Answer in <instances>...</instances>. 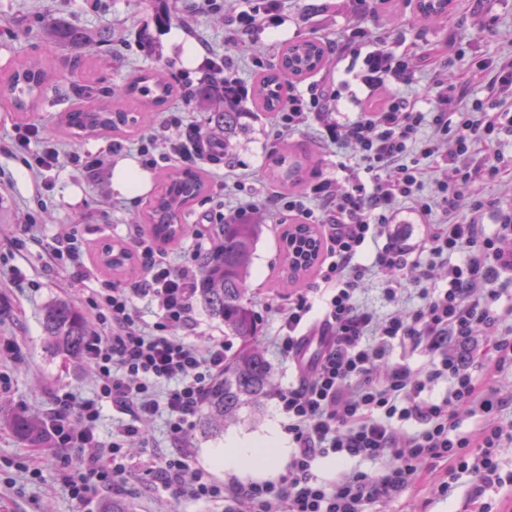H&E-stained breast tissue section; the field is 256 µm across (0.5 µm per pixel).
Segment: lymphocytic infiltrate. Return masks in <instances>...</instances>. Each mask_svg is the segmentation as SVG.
<instances>
[{"label":"lymphocytic infiltrate","mask_w":512,"mask_h":512,"mask_svg":"<svg viewBox=\"0 0 512 512\" xmlns=\"http://www.w3.org/2000/svg\"><path fill=\"white\" fill-rule=\"evenodd\" d=\"M355 4V21L336 38L346 74L372 91L390 80L410 83L404 54L376 47L362 26L367 0ZM195 6L223 12L232 33L244 34L279 15L284 3L196 0ZM426 64L434 73V105L427 110L394 96L377 111L351 114L340 89L323 79L289 94L274 116L277 135L319 122L326 143L359 155L358 165L339 162L337 177L305 193L264 197L249 174L224 179L239 203L219 222L263 210L322 230L321 286L280 308L271 339L296 366L294 380L275 396L293 444L288 472L278 480L219 479L195 455L196 418L233 347L224 337L196 332L192 298L202 229L193 230V244L176 264L142 225H131L127 240L141 273L126 286L96 282L81 230L63 240L41 238L46 266L88 282L86 302L97 320L84 353L97 378L95 394L56 391L44 417L72 501L83 506L98 495L130 496L128 449L135 441L149 447L148 428L161 417L174 449L149 456L144 475L173 497L223 512H367L417 487L427 462L444 463L433 491L460 498L461 512H502L500 493L512 489V471L501 467L512 420L502 413L512 396L502 395L497 379L512 370V210L500 209L483 189L512 182V156L503 152L512 141V113L503 109L512 99V55L480 61L490 90L483 100L471 98L452 58L436 53ZM164 124L176 131L167 162L201 158L196 129L181 113H169ZM442 165L452 179L433 180ZM465 199L471 217L462 223L455 212ZM406 210L430 222L415 247L398 245L395 236ZM380 271L389 275L387 296L412 287L420 304L385 316L359 306L358 292ZM143 299L155 303L154 321L139 315ZM314 337L319 351L304 360ZM398 347L418 351L422 365L395 357ZM106 401L125 420L103 441L96 426ZM472 418L476 426L465 427ZM77 448L84 454L76 458ZM325 460L339 464L334 478L317 475ZM365 461L378 463V471L361 470Z\"/></svg>","instance_id":"lymphocytic-infiltrate-1"}]
</instances>
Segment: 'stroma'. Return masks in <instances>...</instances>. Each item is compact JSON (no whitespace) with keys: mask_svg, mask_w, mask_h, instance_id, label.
Segmentation results:
<instances>
[{"mask_svg":"<svg viewBox=\"0 0 512 512\" xmlns=\"http://www.w3.org/2000/svg\"><path fill=\"white\" fill-rule=\"evenodd\" d=\"M350 5V0H288L280 23L256 31L250 49L245 51L225 43L223 15L192 12L189 0H172L171 18L162 26L155 20L157 0H0V79L30 58L42 60L55 75L32 111H14L7 100L0 98V137L9 138L15 126L33 124L38 126L41 138L58 140L71 152L96 158L104 168V180L98 185L68 162L45 179L35 181L28 177L20 155L0 152V338L15 341L23 357L18 365L0 364L11 377L7 389L0 392V512H76L61 482L50 443L21 441L10 430L7 418L14 413L33 417L46 413L48 397L58 389L83 397L92 396L96 389L95 379L81 359L46 352L42 329L43 311L55 300L66 299L85 308L83 285L64 271L46 267L40 239L16 251L12 245L16 225L35 221L41 224L43 237L48 238L66 235L71 225H81L87 256L97 264L98 278L121 284L131 280L137 274L136 265L118 272L99 266V243L106 239L111 245H124L128 225L147 211L163 187L168 170H150L148 184L132 197L115 189V170L125 164L142 166L137 144L146 136H162L160 124L165 112L185 113L187 122L201 130L208 125L207 111L175 97L165 112L137 111V125L120 137L104 134L78 138L64 133L59 125L61 116L80 103L75 88L91 81L100 88L118 89L143 70L161 71L180 85L197 83L202 75L200 66L185 67L182 54L199 34L214 50L232 60L237 77L252 90L292 42L314 38L329 45L350 21ZM416 15L417 0H385L364 17L363 24L372 35L403 37L400 50L409 58L414 74L411 84L388 82L371 95L363 89L355 93L343 90L347 111L369 108L395 94L411 99L421 96L434 79L422 62L431 50L444 52L453 43L469 61L512 53V0H449L446 18L422 23ZM51 17L109 31V41L92 49L97 63L94 74H87L74 53L48 38L44 24ZM144 31L150 33L155 52L144 51L139 39ZM353 94L358 96V103H350ZM240 109L243 130L231 138L227 154L202 158L194 166L206 182V191L187 210V225L199 224L202 216L223 204L224 194L216 176L231 168L246 169L254 185L267 192L277 189L271 179L273 159L286 149L309 158L296 192H304L321 178L336 173V150L321 139L316 124L301 127L292 137L279 138L273 129V113L265 111L255 96H247ZM117 142L123 146L118 153L112 150ZM282 232L277 224H264L247 292L258 316L256 342L270 367L272 391L259 402L242 406L234 419L225 422L222 435L195 436L200 464L223 478L227 470L208 457V449L224 447L230 438H259L271 428L281 427L283 418L273 392L294 378L292 364L268 342L278 332L277 309L287 303L289 295L280 284ZM15 266L25 276L23 283H15L11 275ZM384 282V274L372 276L358 294L360 305L382 315L419 304L420 297L412 288L399 291L396 300L387 299ZM35 458L42 471L37 479L28 472ZM133 487L134 494L123 500L127 512H210L209 507L188 498H172L150 482L137 481Z\"/></svg>","mask_w":512,"mask_h":512,"instance_id":"35a3bbf8","label":"stroma"}]
</instances>
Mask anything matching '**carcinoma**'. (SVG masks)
<instances>
[{
  "instance_id": "cac0c4a2",
  "label": "carcinoma",
  "mask_w": 512,
  "mask_h": 512,
  "mask_svg": "<svg viewBox=\"0 0 512 512\" xmlns=\"http://www.w3.org/2000/svg\"><path fill=\"white\" fill-rule=\"evenodd\" d=\"M448 0H419V19L427 21L445 15ZM50 39L63 47L79 51L109 40L106 32L91 33L67 24L60 19L48 22ZM324 50L320 42L301 40L289 45L281 56L280 74L265 76L259 81L257 95L263 107L274 111L284 103L282 78L301 76L310 71V64L320 65ZM49 80V72L38 62L19 66L3 82V90L18 112H25L38 101ZM121 94L142 105L161 106L174 94V87L158 71H143L134 76ZM183 96L190 103L206 108L211 115L208 128L198 133L202 140L214 137L229 139L238 127L241 113L227 109L224 100V80L217 75L209 84L187 87ZM64 127L80 137L106 133L121 135L137 124V117L124 107L106 109L82 106L62 118ZM274 178L283 184L295 179L305 159L282 153L273 159ZM206 189L198 173L185 170L168 177L163 191L149 206L144 221L153 236L164 243L175 242L186 234L185 211ZM262 231L260 224H218L217 242L201 259L199 279L194 297L209 314L224 322L228 335L248 344L224 367V379L215 382L205 401L204 431L217 435L224 431V421L233 417L246 402H257L270 387L269 367L259 350L255 336L257 315L246 301L247 274L253 251ZM309 267L292 266L283 259L284 284L294 286L308 273ZM42 328L46 349L51 353H66L73 357L82 354L88 321L71 302L60 299L44 311ZM14 433L30 442L42 438L41 422L32 417L17 415L10 419Z\"/></svg>"
}]
</instances>
